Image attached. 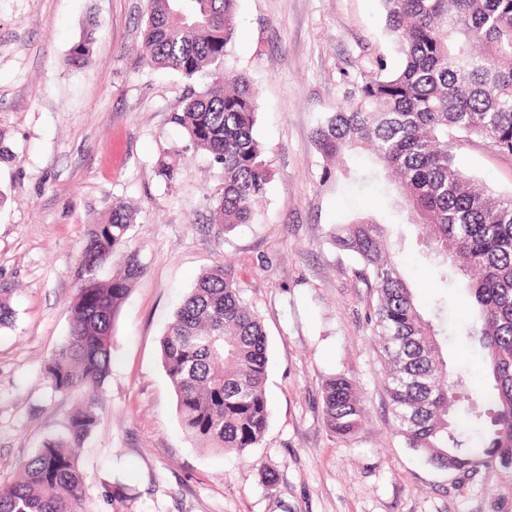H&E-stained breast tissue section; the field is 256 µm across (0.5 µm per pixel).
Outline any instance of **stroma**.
<instances>
[{"instance_id":"stroma-1","label":"stroma","mask_w":512,"mask_h":512,"mask_svg":"<svg viewBox=\"0 0 512 512\" xmlns=\"http://www.w3.org/2000/svg\"><path fill=\"white\" fill-rule=\"evenodd\" d=\"M102 23L90 61H64L89 16ZM147 0H0V296L15 312L0 328V486L42 444L67 435L81 393L55 391L45 361L70 328L79 255L90 224L113 199L139 207L129 232L143 273L117 314L114 362L95 401L97 423L78 450L85 512H512V472H441L394 432L380 342L368 323L373 292L328 233L362 215L383 221L417 305L439 293L419 230L376 187L320 183L313 130L342 106L376 58L400 56L381 0H238L227 74L258 91L256 136L271 179L252 223L211 221L222 174L189 153L175 184L158 160L185 144L170 120L187 86L206 81L147 64ZM465 168L493 191H512V156L460 142ZM233 265L267 334L268 429L243 453L199 447L182 430L160 341L199 276ZM451 369L485 385L483 352L449 337ZM343 373L365 415L340 438L323 412L325 381ZM275 475L274 485L263 479Z\"/></svg>"}]
</instances>
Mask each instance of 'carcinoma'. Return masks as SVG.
I'll return each mask as SVG.
<instances>
[{"label": "carcinoma", "instance_id": "cac0c4a2", "mask_svg": "<svg viewBox=\"0 0 512 512\" xmlns=\"http://www.w3.org/2000/svg\"><path fill=\"white\" fill-rule=\"evenodd\" d=\"M237 0H148L143 56L149 64L211 83L191 90L171 120L187 144L207 152L223 173L213 221L224 229L251 222L253 205L267 192L270 171L256 138L255 90L244 76L224 86V61L235 39ZM386 27L401 64L377 58L346 103L314 131L326 164L320 182L348 172L331 166L348 152L366 150L402 194L409 223L422 230L429 252L442 257L440 279L463 291L472 322L463 335L485 351L491 380L469 391L460 371H448L439 337L448 335L447 305L433 316L417 308L375 220L358 216L329 233L353 255L356 276L373 289L374 335L380 339L385 390L396 434L437 469L474 473L512 471V193L481 188L461 166L450 134L490 144L512 156V0H381ZM100 21L65 60L81 67ZM170 185L179 159L158 160ZM136 211L112 200L108 217L90 225L80 251V276L64 344L43 367L56 391L99 395L112 366V328L121 303L141 272L126 252ZM119 256L123 266L108 281L98 270ZM161 359L177 397L184 432L200 447L243 452L269 425L266 394L268 341L259 316L242 297L234 267L206 270L161 339ZM468 402V428L455 406ZM329 430L355 434L364 416L354 381L342 374L323 389ZM91 404L78 408L67 440L48 441L0 487V512H83L84 475L70 447L93 430Z\"/></svg>", "mask_w": 512, "mask_h": 512}]
</instances>
